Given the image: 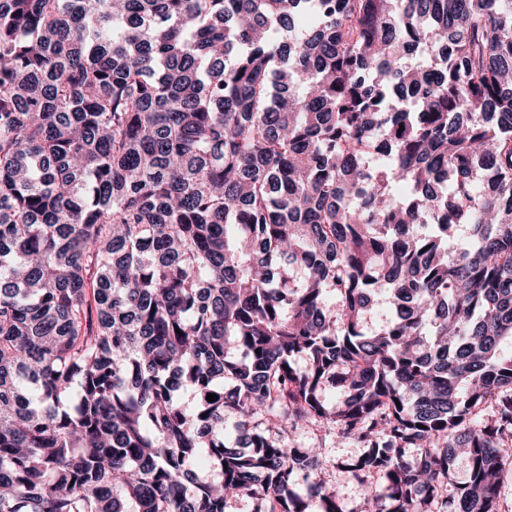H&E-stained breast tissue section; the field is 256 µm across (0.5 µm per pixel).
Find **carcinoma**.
Here are the masks:
<instances>
[{
  "label": "carcinoma",
  "instance_id": "1",
  "mask_svg": "<svg viewBox=\"0 0 512 512\" xmlns=\"http://www.w3.org/2000/svg\"><path fill=\"white\" fill-rule=\"evenodd\" d=\"M506 339L512 0H0V512H503ZM324 432L313 431L311 426L304 430H300L295 434L294 440L302 448H328V456L336 459V463L347 458L357 456L360 451V445L351 439H343L338 443L340 438L339 429L336 427V447L331 443L330 436H322ZM335 486L337 495L346 510L359 508L363 499L364 490L356 482L350 480L347 475L338 468H336Z\"/></svg>",
  "mask_w": 512,
  "mask_h": 512
}]
</instances>
